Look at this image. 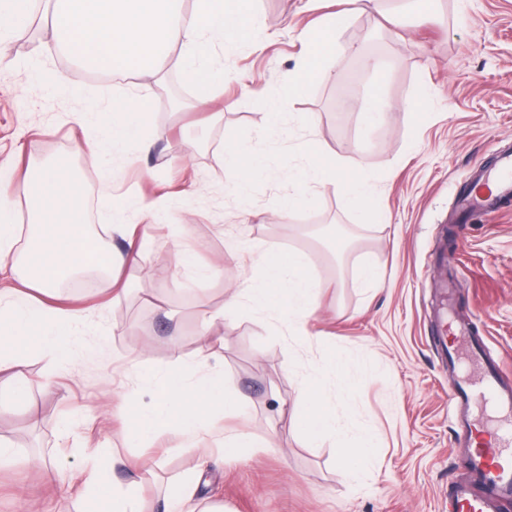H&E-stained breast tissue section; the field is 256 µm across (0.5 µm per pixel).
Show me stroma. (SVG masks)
I'll return each instance as SVG.
<instances>
[{
	"mask_svg": "<svg viewBox=\"0 0 512 512\" xmlns=\"http://www.w3.org/2000/svg\"><path fill=\"white\" fill-rule=\"evenodd\" d=\"M396 6L376 0L370 12L349 17L327 78L284 99L275 125L252 94L255 81L278 92L303 52L301 32L341 11V0H257L264 34L254 45L216 48L211 60L226 80L209 107L195 106L189 91L174 103L167 83L138 86L153 102L155 149L128 167L122 189L165 198L169 208L153 225L121 213L150 237L141 269L125 273L128 296L110 304L104 279L68 290L72 301L95 309L73 338L69 362L29 358L27 405L0 391V439L21 458L0 469V512H43L48 494L34 473L43 461L71 479L57 512H81L79 474L88 457L123 485L138 454L157 462L141 489L146 512H164L166 486L196 468L198 456L171 433L124 447L128 411L148 409L153 394L123 369L142 349L160 370L194 363L207 343L204 309L257 276L267 245L307 255L319 285L315 310L302 341L265 313L228 312L217 324L224 381L249 399L245 414L224 417L225 431L253 433L268 446L209 463L210 483L197 497L221 498L224 512H448V486L467 478L461 461L470 451L448 401V378L476 377L474 349L512 377V201L466 222L456 215L474 170H491L498 150L512 151V0H429L426 19L404 25L391 19ZM372 60L382 63V76L369 68ZM50 75L77 91L55 90ZM378 79L392 110L370 127L361 106ZM112 88L69 68L49 27L34 37L10 29L0 44V165L22 175L36 162L67 158L82 183L86 229L107 245L112 239L102 231L112 206L101 196L99 169L84 159L92 130L81 117L106 111ZM213 112L223 121L210 122ZM230 138L252 141L270 168L245 200L229 191L221 146ZM310 139L369 174L382 220L360 218L333 191L313 185L304 205L280 212L298 185L276 163L297 157ZM318 224L347 225L348 241L339 247L318 237ZM177 243L194 253V267L156 275ZM367 265L379 270L375 284L363 281ZM207 267L214 277H199ZM462 325L469 340L458 334ZM444 342L458 358L441 362ZM331 348L353 367L372 369L351 411L339 414L367 423L377 437L374 462L355 480L342 475L336 449L305 438L295 411L304 378ZM77 417L87 424L75 436L69 424Z\"/></svg>",
	"mask_w": 512,
	"mask_h": 512,
	"instance_id": "1",
	"label": "stroma"
}]
</instances>
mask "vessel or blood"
I'll use <instances>...</instances> for the list:
<instances>
[{
    "label": "vessel or blood",
    "instance_id": "obj_1",
    "mask_svg": "<svg viewBox=\"0 0 512 512\" xmlns=\"http://www.w3.org/2000/svg\"><path fill=\"white\" fill-rule=\"evenodd\" d=\"M492 177L498 198L512 196V151L499 153ZM478 397L491 401L501 419L512 420V385L503 380L498 363H486L479 385L449 380L450 403L461 407ZM463 466L470 477L451 488L448 512H499L512 502V430L500 429L495 452L474 450Z\"/></svg>",
    "mask_w": 512,
    "mask_h": 512
}]
</instances>
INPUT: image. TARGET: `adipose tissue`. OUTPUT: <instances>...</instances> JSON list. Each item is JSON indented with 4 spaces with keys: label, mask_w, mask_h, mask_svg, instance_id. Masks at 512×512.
<instances>
[{
    "label": "adipose tissue",
    "mask_w": 512,
    "mask_h": 512,
    "mask_svg": "<svg viewBox=\"0 0 512 512\" xmlns=\"http://www.w3.org/2000/svg\"><path fill=\"white\" fill-rule=\"evenodd\" d=\"M181 0H46L47 21L58 46L73 48L102 72L132 76L148 83L158 82L172 52H179L181 73L190 79L195 101L204 106L213 99L221 75L211 62L213 40L229 47L255 41L263 31L253 0H196L193 12L180 8ZM346 15L366 12L372 0H345ZM346 15L331 16L315 27L304 29V51L283 93L257 87L267 102L271 120H279L283 95H298L304 85L324 75L325 62L339 48L336 33ZM151 104L127 94L113 100L110 109L96 113L91 123L99 133L86 143L90 165H97L109 153L134 151L150 153ZM227 172L237 196L248 194L266 167L261 157L246 143L235 141L225 147ZM341 160L319 156L315 140L301 147L299 164L289 166V176L300 185L316 184L336 192L346 206L360 215L378 213L368 176L356 172L341 178ZM33 205L27 241L18 237L17 212L20 203ZM80 184L73 179L68 163L53 161L39 166L31 175L16 179L13 170L0 167V277L12 276L15 250H22L24 275L20 285L0 289V388L9 390L16 401H25L27 384L22 368L32 355L49 363H66L71 354L70 339L78 323L93 315L92 308H73L65 303L46 304V296L59 283L81 269H101L112 280V297L128 293L121 279L125 268H135L147 246L137 236L136 227L113 224L112 234L121 246H103L85 229ZM317 282L309 262L300 252L267 249L261 259V275L245 282L225 300L224 307L208 309L202 335H209L225 308L266 312L294 336H303L307 318L316 303ZM147 353H139L130 371L154 391L155 401L145 412L125 423L130 445L152 440L169 431L186 440L213 434L217 421L226 414L244 413L247 399L226 388L223 379L194 378L190 368L167 372L148 369ZM334 380L355 389L362 374L349 370L338 353L324 354L318 375L303 382L305 409L300 425L308 438L332 439L341 450L346 477L356 478L373 460L376 435L365 425L344 427L336 421V406L325 395L323 384ZM85 512H143L134 487L114 486L110 471L93 463L85 478Z\"/></svg>",
    "instance_id": "adipose-tissue-1"
}]
</instances>
